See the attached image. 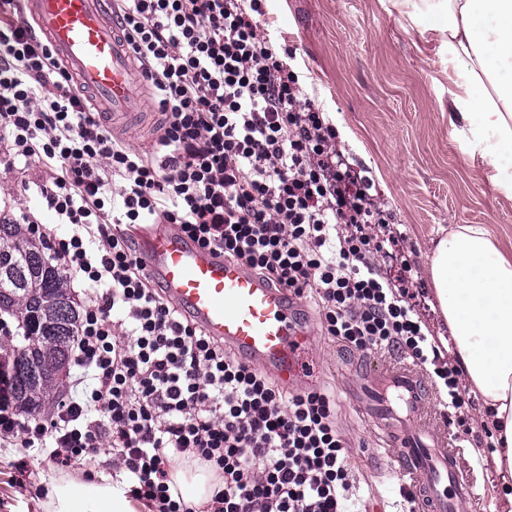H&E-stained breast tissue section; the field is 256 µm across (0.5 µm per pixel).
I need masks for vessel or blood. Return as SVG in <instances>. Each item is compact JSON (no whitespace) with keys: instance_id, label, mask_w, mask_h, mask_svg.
<instances>
[{"instance_id":"obj_1","label":"vessel or blood","mask_w":512,"mask_h":512,"mask_svg":"<svg viewBox=\"0 0 512 512\" xmlns=\"http://www.w3.org/2000/svg\"><path fill=\"white\" fill-rule=\"evenodd\" d=\"M62 65L83 90L110 109L113 128L135 112L141 83L126 41L104 15V0H22ZM138 255L154 287L241 360L302 385L299 349L312 330L304 305L287 289L201 247L174 224H150ZM352 400L386 438L392 466L408 473L417 512H457L477 496L473 470L459 449L429 425L436 399L421 370L369 358L353 365Z\"/></svg>"}]
</instances>
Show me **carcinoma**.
<instances>
[{
  "instance_id": "carcinoma-1",
  "label": "carcinoma",
  "mask_w": 512,
  "mask_h": 512,
  "mask_svg": "<svg viewBox=\"0 0 512 512\" xmlns=\"http://www.w3.org/2000/svg\"><path fill=\"white\" fill-rule=\"evenodd\" d=\"M0 314L15 323L0 336V373L12 402L24 416L39 417L61 396L59 379L78 334L80 312L67 289V274L46 255L22 224L0 218Z\"/></svg>"
}]
</instances>
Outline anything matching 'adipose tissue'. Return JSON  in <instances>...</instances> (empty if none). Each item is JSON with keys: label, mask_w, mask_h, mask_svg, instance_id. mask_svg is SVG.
<instances>
[{"label": "adipose tissue", "mask_w": 512, "mask_h": 512, "mask_svg": "<svg viewBox=\"0 0 512 512\" xmlns=\"http://www.w3.org/2000/svg\"><path fill=\"white\" fill-rule=\"evenodd\" d=\"M420 32L442 37L455 86L452 119L461 123L464 158L481 157L493 189L512 199V0H394ZM431 282L448 322L457 368L481 396L497 434L491 454L512 475V259L482 224H458L433 252ZM175 489L207 501L220 484L198 462L174 464ZM45 512H137L118 484L50 476Z\"/></svg>", "instance_id": "1"}]
</instances>
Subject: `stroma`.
Wrapping results in <instances>:
<instances>
[{
	"mask_svg": "<svg viewBox=\"0 0 512 512\" xmlns=\"http://www.w3.org/2000/svg\"><path fill=\"white\" fill-rule=\"evenodd\" d=\"M265 26L276 46H288L303 97L315 100L326 121L343 134L337 149L365 171L371 193L404 235L403 252L414 268L418 309L435 337L450 338L429 275L437 240L457 224H483L503 252L512 255V200L499 196L482 173L480 159H464L460 128L449 118L454 85L448 55L431 33L420 34L392 0H267ZM50 173L38 163L0 166V211L39 215L53 237L70 228L57 224L38 191ZM343 346L313 334L315 374L307 387L334 393L337 423L353 446L355 478L364 489L365 512H395L399 490L409 481L391 467L372 424L349 403V370ZM448 438L466 458L482 452L476 476L480 512H498L505 485L492 466L490 449H477L455 428ZM18 449L0 447V512H42L29 487L42 486L47 468L15 464Z\"/></svg>",
	"mask_w": 512,
	"mask_h": 512,
	"instance_id": "1",
	"label": "stroma"
}]
</instances>
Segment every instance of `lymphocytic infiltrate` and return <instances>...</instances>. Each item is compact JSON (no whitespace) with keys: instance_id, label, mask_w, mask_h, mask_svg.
Returning a JSON list of instances; mask_svg holds the SVG:
<instances>
[{"instance_id":"1","label":"lymphocytic infiltrate","mask_w":512,"mask_h":512,"mask_svg":"<svg viewBox=\"0 0 512 512\" xmlns=\"http://www.w3.org/2000/svg\"><path fill=\"white\" fill-rule=\"evenodd\" d=\"M115 19L166 121L152 152L97 120L46 38L0 0V143L37 162L39 187L71 234L52 246L82 290L68 394L39 419L0 395V440L72 467L101 446L150 512H198L170 493L173 459L224 486L208 512H360L336 401L287 390L188 320L147 278L132 237L176 224L313 303L323 336L433 366L448 422L468 432L458 373L417 310L412 265L378 257L403 240L336 130L277 55L262 0H115Z\"/></svg>"}]
</instances>
